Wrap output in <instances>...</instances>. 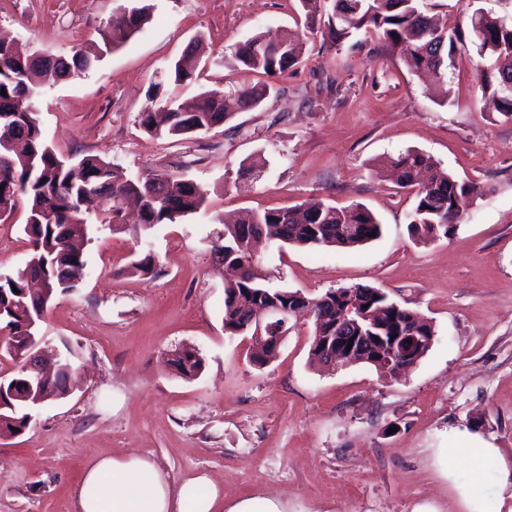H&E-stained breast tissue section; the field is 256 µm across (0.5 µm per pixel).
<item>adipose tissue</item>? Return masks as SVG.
<instances>
[{"label": "adipose tissue", "instance_id": "adipose-tissue-1", "mask_svg": "<svg viewBox=\"0 0 512 512\" xmlns=\"http://www.w3.org/2000/svg\"><path fill=\"white\" fill-rule=\"evenodd\" d=\"M76 512H280L274 502L257 507L246 500L225 507L206 477L174 488L169 476L146 456H104L86 472L77 493Z\"/></svg>", "mask_w": 512, "mask_h": 512}]
</instances>
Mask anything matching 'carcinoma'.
<instances>
[{"mask_svg":"<svg viewBox=\"0 0 512 512\" xmlns=\"http://www.w3.org/2000/svg\"><path fill=\"white\" fill-rule=\"evenodd\" d=\"M304 26L309 33L321 32L335 45L353 33L364 31L398 48L411 70H424L435 79L442 96H448V71L455 67L459 47L471 42L480 56L492 60L479 71L483 95L492 98L496 110L512 119V91L503 88L512 72V23L476 9L468 30L445 33L428 17L432 0H333L327 10L321 0H299ZM129 21L117 15L107 21L102 43L71 51L69 55L19 56L0 42V216L13 213L20 199L28 201L24 232L32 251L24 267L0 276V324L9 330L6 353L11 358L25 354L30 339L38 335L45 312L55 297L78 288L86 274L87 261L79 243L88 240L92 209L106 197L111 208L97 218L114 233L125 231L124 206L134 202L141 222L133 227L137 239L147 238L159 224H174L199 212L207 202L206 191L194 181L171 170H152L131 178L116 173L113 165L96 156H85L76 164L59 158L46 142L38 119L37 88L93 69L105 55L141 31L150 19L149 6L127 8ZM295 32L284 30L276 38L257 34L237 44L228 63L248 74L286 80L300 63L295 53ZM202 48L197 38L183 61L169 66L177 85L193 79L195 72L184 66ZM271 84L259 81L235 92H205L199 102L162 100L141 114V125L152 135L197 136L212 127L231 122L239 112L258 108L271 92ZM381 169L400 187H414V206L408 213V232L425 243L448 237L483 187L459 180L440 163L417 150H408L385 161ZM382 236L383 225L367 208L358 204L338 209L320 203L307 208H272L246 213L237 223L224 225L212 246L214 258L224 265V331L231 336L253 334L251 317L267 301L294 308L299 290H272L262 284L252 242L265 238L294 246L356 248ZM157 267L150 250L130 263L126 272L148 275ZM42 278L47 295L34 296L29 283ZM313 332L310 355H324L335 336H354L352 347L336 346L337 363H365L383 374L417 364L431 345H419L405 361L395 360L376 336H401L416 329L433 340L434 324L416 312L390 300L380 288L355 284L311 298ZM185 378L195 377L203 361L198 351L184 348L172 360ZM73 376L72 364L63 363L60 377L47 378L43 390L66 391L62 381ZM29 374L25 372L0 388V434L16 435L30 423L33 404L27 400Z\"/></svg>","mask_w":512,"mask_h":512,"instance_id":"obj_1","label":"carcinoma"}]
</instances>
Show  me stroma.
Masks as SVG:
<instances>
[{
	"label": "stroma",
	"instance_id": "35a3bbf8",
	"mask_svg": "<svg viewBox=\"0 0 512 512\" xmlns=\"http://www.w3.org/2000/svg\"><path fill=\"white\" fill-rule=\"evenodd\" d=\"M143 30L71 79L44 86L38 117L63 158L97 156L134 177L186 165L207 191L205 210L155 228L153 275L127 273L142 248L100 227L85 246L87 274L49 307V348H71L72 390L32 410L29 427L0 439V512H74L85 471L100 457L152 458L174 486L200 476L225 504L268 497L280 512H462L463 484L494 500L512 472V120L486 107L477 82L487 61L462 49L441 98L400 51L356 33L343 45L305 32L298 0H147ZM133 0H0V34L29 54L99 41ZM505 0H438L449 29ZM299 33L303 58L283 90L196 138L150 135L140 115L153 86L188 98L230 92L252 76L226 65L255 35ZM202 39L206 64L184 86L169 64ZM413 149L486 190L448 237L412 240V193L372 174L374 159ZM262 160L236 184L243 160ZM321 200L360 204L383 226L363 246H274L260 252L267 287L310 296L354 284L385 290L430 320L429 352L398 377L366 364L318 368L311 325L298 321L275 359H249L224 331V269L211 256L221 216ZM27 205L0 220V274L29 258ZM203 360L187 379L176 350ZM478 421L507 462L473 472L448 459V432Z\"/></svg>",
	"mask_w": 512,
	"mask_h": 512
}]
</instances>
